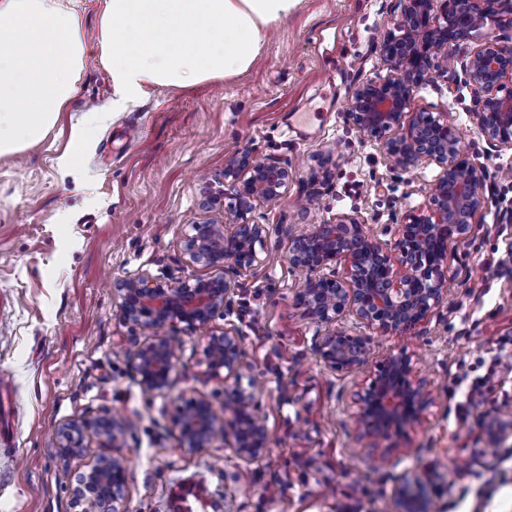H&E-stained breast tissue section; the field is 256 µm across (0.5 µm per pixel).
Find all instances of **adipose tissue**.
<instances>
[{"instance_id":"ef3b65f1","label":"adipose tissue","mask_w":512,"mask_h":512,"mask_svg":"<svg viewBox=\"0 0 512 512\" xmlns=\"http://www.w3.org/2000/svg\"><path fill=\"white\" fill-rule=\"evenodd\" d=\"M299 0H104L113 102L249 70ZM85 47L74 0H0V157L39 143L74 96Z\"/></svg>"}]
</instances>
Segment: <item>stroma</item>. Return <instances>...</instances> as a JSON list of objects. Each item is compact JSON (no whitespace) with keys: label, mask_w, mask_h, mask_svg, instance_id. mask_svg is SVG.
Segmentation results:
<instances>
[{"label":"stroma","mask_w":512,"mask_h":512,"mask_svg":"<svg viewBox=\"0 0 512 512\" xmlns=\"http://www.w3.org/2000/svg\"><path fill=\"white\" fill-rule=\"evenodd\" d=\"M395 0H300L268 36L249 71L188 88L157 87L141 101L112 105L100 60L102 0H78L85 68L74 97L44 140L0 158V392L11 410L0 433V512H73L72 478L99 455L89 441L61 460L56 426L120 412L130 422L120 453L128 461L123 512H170L177 488L197 481L199 512H399L394 487L429 470L435 512H512V483L496 489L478 476L500 449L512 472V438L494 432L512 418V150L491 149L473 121L475 97L462 70L476 43L451 47L448 73L413 93L411 111L443 112L482 169L488 200L468 237L448 250L449 292L412 336H379L378 353L413 354L433 403L398 440L401 452L378 468V449L356 429L348 406L369 369L327 370L318 332L293 294L301 274L288 262L289 239L343 214L368 231L398 237L421 212L439 169L392 171L376 146L346 120L354 87L385 72L378 44ZM250 151L288 165L283 194L249 216L270 225L267 259L241 280L215 327L233 323L245 359L263 383L257 404L270 438L245 480L223 443L190 455L173 418L185 398L204 394L224 408V384L206 373L205 338L185 335L179 379L145 394L124 356L135 329L122 317L112 282L147 272L164 280L207 277L187 265L184 237L203 217L223 221L224 160ZM330 155L318 205L300 213L313 159ZM219 195L210 214L199 202ZM475 408H466L471 384Z\"/></svg>","instance_id":"obj_1"}]
</instances>
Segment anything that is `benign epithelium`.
I'll return each instance as SVG.
<instances>
[{"mask_svg": "<svg viewBox=\"0 0 512 512\" xmlns=\"http://www.w3.org/2000/svg\"><path fill=\"white\" fill-rule=\"evenodd\" d=\"M500 0H397L399 15L379 43L388 72L361 82L346 118L375 144L395 171L423 163L440 168L425 210L410 213L399 238L391 243L367 232L353 215L334 224H315L289 240V264L304 273L294 290L295 302L321 327L314 351L331 371L357 372L374 364L370 382L354 393L355 421L362 437L376 444L408 432L422 422L432 404L426 380L417 377L413 356L405 349L375 352L373 337L410 333L437 309L448 293V248L470 232L484 207L486 182L471 161L453 125L442 115L418 112L406 119L414 90L430 74L448 72V47L469 37L477 45L464 64L476 93L473 113L489 146L512 149V45L484 34L497 15ZM288 166L252 153L232 155L224 183L232 190V220L211 219L191 225L184 256L190 265L210 269L206 279L162 281L147 273L112 283L125 320L144 335L125 351L137 381L147 394L173 387L183 346L179 333H205L207 374L224 381L220 414L202 394L186 399L174 418L182 450L199 453L218 441L229 446L244 470L266 454L268 436L257 413L258 384L244 388L248 368L242 336L231 323L218 329L215 316L237 293L240 278L263 265L270 225L249 222L262 200H273L288 185ZM346 276L336 278V265ZM348 321L349 328L338 323ZM127 421L110 409L91 419L73 418L56 431V450L66 459L79 455L87 440L104 448L124 445ZM129 471L118 454H101L72 483L75 512H119ZM401 512H434L432 483L426 471L405 476L395 488Z\"/></svg>", "mask_w": 512, "mask_h": 512, "instance_id": "obj_1", "label": "benign epithelium"}]
</instances>
